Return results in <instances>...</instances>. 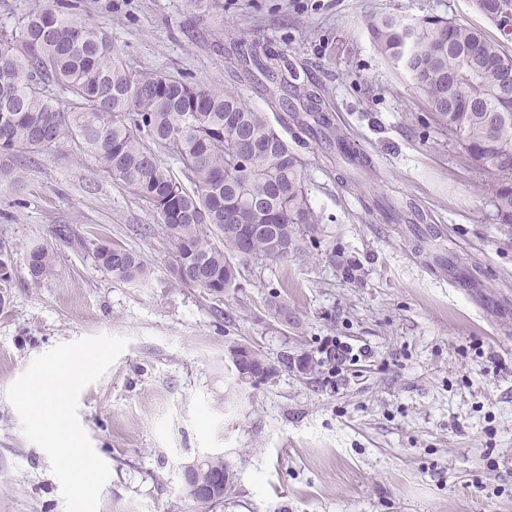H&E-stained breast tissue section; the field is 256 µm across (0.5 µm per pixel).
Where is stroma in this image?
Masks as SVG:
<instances>
[{
	"mask_svg": "<svg viewBox=\"0 0 512 512\" xmlns=\"http://www.w3.org/2000/svg\"><path fill=\"white\" fill-rule=\"evenodd\" d=\"M81 6L136 69L237 84L261 110L264 96L237 78L230 41L267 38L370 169L289 129L326 235L216 297L176 280L156 214L94 159L66 144L32 162L14 157L19 180H0V242L15 257L0 306V512H65L49 459L6 392L35 357L102 334L129 344L78 400L110 470L100 512H198L180 467L209 455L236 474L212 512H512V233L493 221L484 176L367 31L380 15L478 24L472 0ZM387 205L419 218L393 223ZM434 233L450 254H432ZM42 243L56 251V273L36 283L24 255ZM105 244L140 253L147 281L106 274L95 259ZM273 294L298 327L270 318ZM331 340L341 359H327ZM245 341L321 367L237 384L226 354Z\"/></svg>",
	"mask_w": 512,
	"mask_h": 512,
	"instance_id": "1",
	"label": "stroma"
}]
</instances>
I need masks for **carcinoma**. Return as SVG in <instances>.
<instances>
[{"mask_svg":"<svg viewBox=\"0 0 512 512\" xmlns=\"http://www.w3.org/2000/svg\"><path fill=\"white\" fill-rule=\"evenodd\" d=\"M475 7L497 34L437 16L410 25L372 18L368 29L380 53L403 65L465 159L487 175L494 221L511 228L512 53L503 30L512 26V0H475ZM233 45L269 108L283 104L279 90L289 89L300 109L275 125L233 86L136 70L76 0H39L0 39V156L46 155L70 144L158 215L179 282L229 295L248 263L303 255L324 233L303 162L277 126L319 127L341 157L366 166L333 134L314 92L296 83L285 53L244 38ZM51 84L70 95V110L58 106ZM95 258L118 281L149 276L143 257L120 245L98 247ZM26 262L36 283L55 274L56 255L45 245L31 248ZM13 272V250L0 245V305ZM267 307L279 323L297 324L287 303L273 296Z\"/></svg>","mask_w":512,"mask_h":512,"instance_id":"carcinoma-1","label":"carcinoma"}]
</instances>
